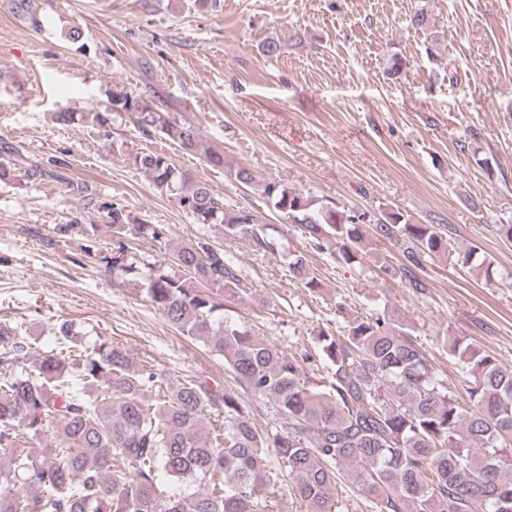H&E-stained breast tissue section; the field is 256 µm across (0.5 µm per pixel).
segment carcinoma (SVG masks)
<instances>
[{
    "mask_svg": "<svg viewBox=\"0 0 512 512\" xmlns=\"http://www.w3.org/2000/svg\"><path fill=\"white\" fill-rule=\"evenodd\" d=\"M53 119L91 126L105 141L120 120L182 150L200 147L196 126L117 88L104 112L64 109ZM127 159L196 223L274 250L258 215L226 208L207 180L189 177L166 153ZM263 196L310 249L342 266L364 265L367 223L382 238L402 239L404 262L380 269L414 288L423 287L412 272L422 259L449 255L435 225L400 211L367 221L276 181ZM107 218L119 251L104 257L112 273L169 326L222 357L245 392L272 399L287 427L262 431L239 395L168 377L118 344H89L69 320L54 324L50 349L0 320V512H286L268 489L271 454L295 479L297 512H512L511 367L449 340L465 401L407 328L383 314L355 317L341 336L319 331L314 356L285 352L225 316L224 296L242 284L224 249L198 240L175 250L168 266L147 262L128 254L127 241L165 244V225L116 204ZM457 262L493 278L471 250ZM288 272L309 292L323 291L305 255H291ZM319 364L326 377L317 379L306 366ZM213 407L224 409L223 423L209 416ZM348 483L361 500L341 497Z\"/></svg>",
    "mask_w": 512,
    "mask_h": 512,
    "instance_id": "obj_1",
    "label": "carcinoma"
}]
</instances>
